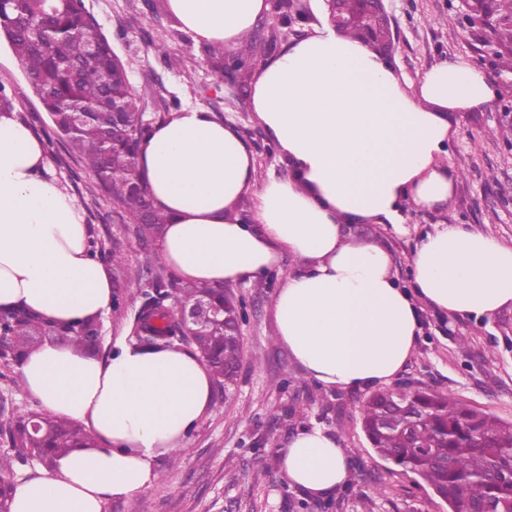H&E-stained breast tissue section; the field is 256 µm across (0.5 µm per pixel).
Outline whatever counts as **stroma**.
I'll use <instances>...</instances> for the list:
<instances>
[{
	"mask_svg": "<svg viewBox=\"0 0 512 512\" xmlns=\"http://www.w3.org/2000/svg\"><path fill=\"white\" fill-rule=\"evenodd\" d=\"M101 24L114 52L128 68L136 88L146 89L147 118L162 116L171 99L199 107L231 124L249 147L259 179L282 177L288 168L254 112L250 100L225 84L209 68L201 45L181 30L167 0H84ZM306 13L291 24L268 12L262 28L279 29L281 44L311 32L323 17L321 0H306ZM394 34L389 62L402 84L413 86L445 60L479 64L494 81L499 96L477 112H453L457 133L448 146V167L457 174L445 207L420 210L404 206L403 228L352 224L356 238L374 235L391 253L401 285H409V258L424 232L438 224H463L512 243V70L494 54L483 52L480 27L467 21L462 0H385ZM167 46L158 54L155 43ZM0 83L15 100L17 115L43 136L49 119L22 73L8 43L0 38ZM53 176L84 211L91 242L120 295L118 308L100 318L99 357L130 340L141 291L148 279L173 274L158 245L139 243L129 221L101 197L94 175L63 140L46 148ZM120 248L124 267L112 263ZM297 264L283 254L280 266L260 287L231 284L243 306L240 338L243 357L235 383L215 387L211 406L180 444L178 458L156 457L161 475L149 490L110 498L102 512H303L300 493L289 488L280 448L303 427L338 432L352 461L349 485L334 494L333 512H448L447 504L415 474L379 457L361 425L367 392L328 390L307 379L275 340L273 295ZM140 271L141 280L127 279ZM421 332L396 384L426 386L512 422V306L476 320L432 307L420 314Z\"/></svg>",
	"mask_w": 512,
	"mask_h": 512,
	"instance_id": "obj_1",
	"label": "stroma"
}]
</instances>
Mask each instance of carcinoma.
<instances>
[{"mask_svg":"<svg viewBox=\"0 0 512 512\" xmlns=\"http://www.w3.org/2000/svg\"><path fill=\"white\" fill-rule=\"evenodd\" d=\"M347 21L340 30L372 46H390L388 21L363 12L357 0H345ZM503 18L491 33L502 67L512 69V0H494ZM21 64L25 77L48 113L53 134L84 159L102 195L112 199L121 218L136 225L138 241L147 246L161 237L166 219L154 206L136 163L142 138L153 124L144 120L141 94L112 50L100 23L83 0H0V37ZM258 40L243 41L232 58L208 54L212 71L227 76L244 91L257 63ZM198 297L224 300V286L184 283L157 276L143 292L138 311L137 346L167 350L189 344L211 367L215 378L234 380L242 359L239 328L221 322L195 330L191 339L175 323L165 301ZM98 318L63 325L37 317L24 308L0 309V341L4 366L21 364L39 336H53L96 354L93 337ZM364 432L382 459L419 476L451 512L497 498L502 512H512V496L499 474L512 469V423L428 388L401 393L387 389L362 405ZM37 439L29 436V419L20 417L0 429L12 454L6 465H25L37 454L44 466L77 448H95L96 438L81 425L39 414ZM15 485L0 475V512H10Z\"/></svg>","mask_w":512,"mask_h":512,"instance_id":"cac0c4a2","label":"carcinoma"}]
</instances>
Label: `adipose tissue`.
Wrapping results in <instances>:
<instances>
[{"instance_id":"obj_1","label":"adipose tissue","mask_w":512,"mask_h":512,"mask_svg":"<svg viewBox=\"0 0 512 512\" xmlns=\"http://www.w3.org/2000/svg\"><path fill=\"white\" fill-rule=\"evenodd\" d=\"M196 43L237 50L267 0H168ZM498 89L476 65L446 61L404 87L363 40L329 21L256 74L250 107L288 166L257 181L232 125L201 108L157 122L136 162L167 224L161 257L180 279L261 283L291 254L297 269L273 298L277 340L306 377L328 390L391 384L408 362L431 306L477 319L512 304V244L463 224L423 233L401 286L386 247L351 224L401 226L403 202L444 206L455 175L443 163L452 112H476ZM260 187L244 220L239 201ZM108 272L84 212L53 178L40 140L0 115V307L55 323L102 316ZM47 413L81 423L93 449L57 459L15 490L11 512H102L106 498L152 488L155 457L178 447L206 415L215 378L199 355L120 344L106 359L48 341L19 368ZM291 487L326 498L348 486L349 452L336 434L302 428L280 451Z\"/></svg>"}]
</instances>
